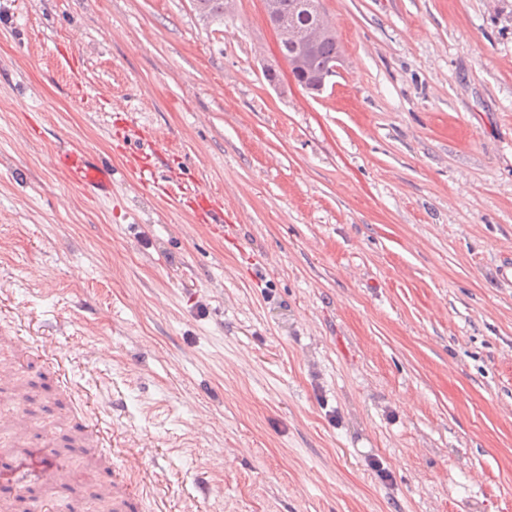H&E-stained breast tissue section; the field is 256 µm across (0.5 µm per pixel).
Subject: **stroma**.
Returning <instances> with one entry per match:
<instances>
[{
  "label": "stroma",
  "mask_w": 512,
  "mask_h": 512,
  "mask_svg": "<svg viewBox=\"0 0 512 512\" xmlns=\"http://www.w3.org/2000/svg\"><path fill=\"white\" fill-rule=\"evenodd\" d=\"M319 2L311 95L263 0H0V359L45 387L26 447L69 430L59 367L112 429L53 495L0 429V502L91 512L107 469L140 512H512V0ZM137 128L168 197L53 163ZM193 6L199 15L211 23L223 24L227 15L226 0H193Z\"/></svg>",
  "instance_id": "obj_1"
}]
</instances>
